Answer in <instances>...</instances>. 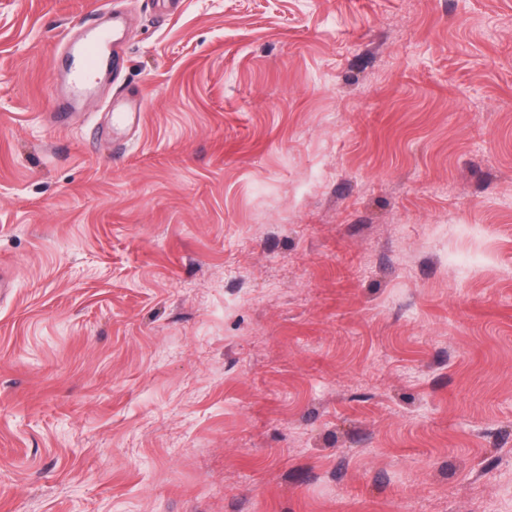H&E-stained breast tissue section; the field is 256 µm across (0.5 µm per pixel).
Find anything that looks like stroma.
Returning <instances> with one entry per match:
<instances>
[{
    "label": "stroma",
    "instance_id": "35a3bbf8",
    "mask_svg": "<svg viewBox=\"0 0 512 512\" xmlns=\"http://www.w3.org/2000/svg\"><path fill=\"white\" fill-rule=\"evenodd\" d=\"M0 272V512H512V0H0ZM92 16L87 15L81 20L82 41L78 45H72L67 55L78 57L80 62L74 65L71 71H66L69 97H57L55 107L50 112V121L57 126L74 109L73 101L77 100L76 88H83L89 85L93 78H98L101 64L112 56V40L108 31L99 25L91 31L85 30L82 26L87 25Z\"/></svg>",
    "mask_w": 512,
    "mask_h": 512
}]
</instances>
